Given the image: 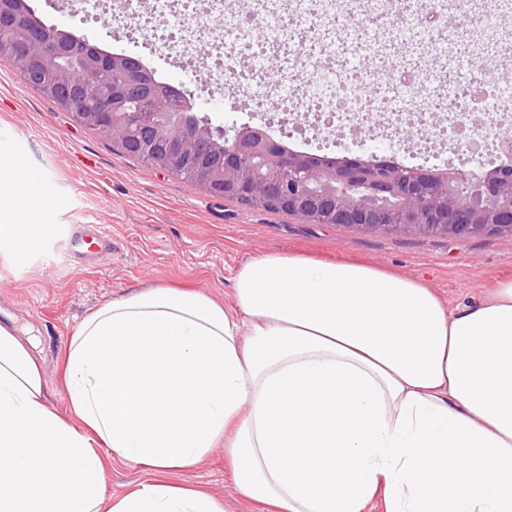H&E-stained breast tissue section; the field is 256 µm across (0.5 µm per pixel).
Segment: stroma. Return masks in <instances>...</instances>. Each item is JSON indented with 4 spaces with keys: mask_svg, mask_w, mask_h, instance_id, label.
Returning <instances> with one entry per match:
<instances>
[{
    "mask_svg": "<svg viewBox=\"0 0 512 512\" xmlns=\"http://www.w3.org/2000/svg\"><path fill=\"white\" fill-rule=\"evenodd\" d=\"M46 25L73 31L90 43L115 54L144 59L157 79L193 92L197 114L213 126L252 122L251 113L238 109L247 91L230 85L197 92L177 65L116 42L106 16L80 21L57 0H27ZM374 0H318L325 20L305 43L290 35L270 45L261 59L267 70L266 87L287 94L284 64L305 70L311 56L334 52L349 67L364 68L365 59L351 58L346 44L334 43L330 32L347 14H363ZM461 15L447 18L444 32L430 37L413 20L358 26L374 35L388 55L405 53L414 62L419 88L429 95H446L462 80L460 59L486 50L512 36V13L493 21L491 30L472 37ZM216 104L204 107V95ZM27 159L41 188L51 199L50 223L60 233L24 272L0 257V324L27 333L40 356L48 381V403L66 408L61 382L63 355L70 336L92 310L156 283L198 289L222 303L233 295L232 274L241 263L267 254L303 251L313 255L339 251L408 275L428 277L448 307L476 301L483 288L504 267L512 265V237L391 235L339 226L309 224L283 213L251 208L215 197L183 180L113 149L93 131L76 125L25 84L17 64L0 61V154ZM101 224L112 233L111 249L87 260L71 257L68 245L87 225ZM174 482L206 489L224 500L228 512H257L256 504L241 497L229 478L223 449L205 463L174 475Z\"/></svg>",
    "mask_w": 512,
    "mask_h": 512,
    "instance_id": "35a3bbf8",
    "label": "stroma"
}]
</instances>
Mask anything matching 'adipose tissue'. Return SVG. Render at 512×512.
<instances>
[{
	"label": "adipose tissue",
	"instance_id": "ef3b65f1",
	"mask_svg": "<svg viewBox=\"0 0 512 512\" xmlns=\"http://www.w3.org/2000/svg\"><path fill=\"white\" fill-rule=\"evenodd\" d=\"M26 162L0 157V255L58 234ZM52 410L0 325V512H226L169 474L224 451L261 512H512V268L448 309L424 277L269 254L233 301L153 284L85 316ZM152 472L103 494L109 463Z\"/></svg>",
	"mask_w": 512,
	"mask_h": 512
}]
</instances>
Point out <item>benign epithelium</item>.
<instances>
[{
    "label": "benign epithelium",
    "mask_w": 512,
    "mask_h": 512,
    "mask_svg": "<svg viewBox=\"0 0 512 512\" xmlns=\"http://www.w3.org/2000/svg\"><path fill=\"white\" fill-rule=\"evenodd\" d=\"M17 24L27 29L29 51L35 61L20 63L23 81L33 87L46 84L48 73L58 66L70 47L81 49L79 69L59 75L58 82L74 86L78 96L67 106L74 122L85 119L95 128L112 132V140L139 137L154 129V141L164 146L159 157L175 168L188 166L189 157L202 144L219 136L224 139V156L211 160L204 171L208 192L234 197L245 204L256 202L317 214L323 205L333 206L334 223L367 231L419 234L426 227L425 215H434L436 227L448 237L512 234V174L495 171L419 169L337 159L330 164L309 161L303 153L281 152L263 127L244 125L226 130L214 127L205 116H169L156 100L138 112H79L91 98L104 93V67L122 71L127 83L140 78L137 63L127 56L102 61L88 50L79 35L64 30L47 33L31 23L24 0L14 12Z\"/></svg>",
    "instance_id": "7a95c632"
}]
</instances>
